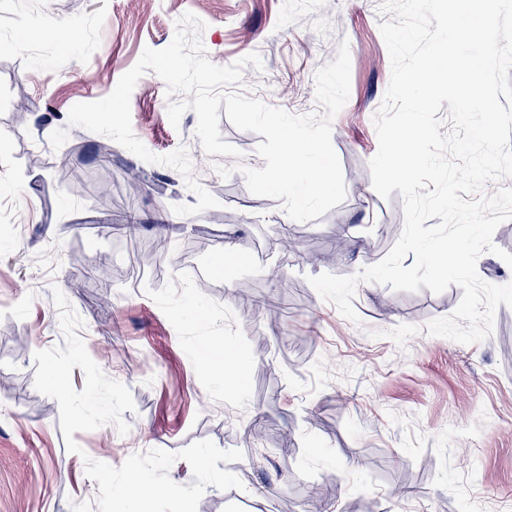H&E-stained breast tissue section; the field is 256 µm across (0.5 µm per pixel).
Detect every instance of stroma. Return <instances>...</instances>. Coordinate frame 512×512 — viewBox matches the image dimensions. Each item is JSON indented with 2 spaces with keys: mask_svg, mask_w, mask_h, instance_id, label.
<instances>
[{
  "mask_svg": "<svg viewBox=\"0 0 512 512\" xmlns=\"http://www.w3.org/2000/svg\"><path fill=\"white\" fill-rule=\"evenodd\" d=\"M380 3L0 0V512H72L99 492L87 460L118 467L205 439L242 451L226 469L243 487H207L197 512H512V308H497L489 338L461 344L427 332L454 311L458 286L361 283L355 323L307 281L379 262L397 241L384 227L404 225L400 193L380 197L369 170L372 118L391 77ZM188 12L204 22L214 64L260 55L235 92L293 115L323 114L315 73L348 41L350 95L332 121L341 204L297 222L280 200L253 195L242 171L265 167L260 135L221 119L240 154H207L194 111L170 124L166 85L151 72L131 95L133 132L155 155L185 149L217 207L174 213L197 198L177 170L152 163L127 200L122 175L135 155L116 144L102 161L103 135L68 127L73 105L110 94L145 48L171 43ZM53 20L68 39L45 36ZM64 127L67 141L53 148L50 134ZM161 239L171 249L150 254ZM56 288L83 320L88 353L105 350L100 368L135 403L127 434L111 424L75 433L78 455L66 449L57 401L34 386V353L63 342ZM247 295L270 309L246 306ZM216 348L239 365V388L210 363Z\"/></svg>",
  "mask_w": 512,
  "mask_h": 512,
  "instance_id": "35a3bbf8",
  "label": "stroma"
}]
</instances>
